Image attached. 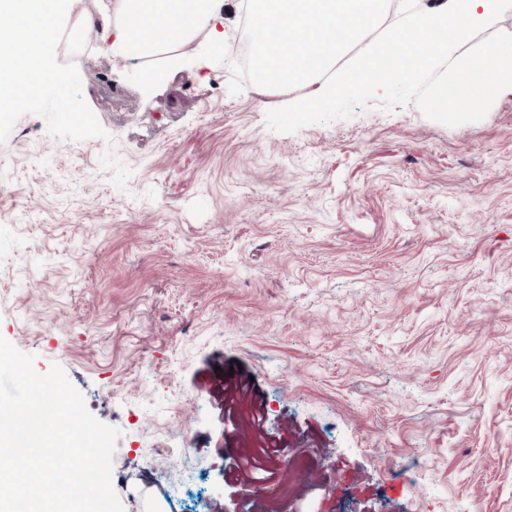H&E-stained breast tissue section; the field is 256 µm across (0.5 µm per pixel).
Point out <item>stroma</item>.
<instances>
[{
	"mask_svg": "<svg viewBox=\"0 0 512 512\" xmlns=\"http://www.w3.org/2000/svg\"><path fill=\"white\" fill-rule=\"evenodd\" d=\"M76 62L108 139L22 115L0 142V336L120 429L124 512H512V95L280 133L317 95L197 50ZM170 453H153L157 429Z\"/></svg>",
	"mask_w": 512,
	"mask_h": 512,
	"instance_id": "obj_1",
	"label": "stroma"
}]
</instances>
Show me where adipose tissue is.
<instances>
[{"instance_id": "obj_1", "label": "adipose tissue", "mask_w": 512, "mask_h": 512, "mask_svg": "<svg viewBox=\"0 0 512 512\" xmlns=\"http://www.w3.org/2000/svg\"><path fill=\"white\" fill-rule=\"evenodd\" d=\"M227 0H114L112 51L147 58L166 55L176 67L179 51L197 33L211 46L226 42Z\"/></svg>"}]
</instances>
